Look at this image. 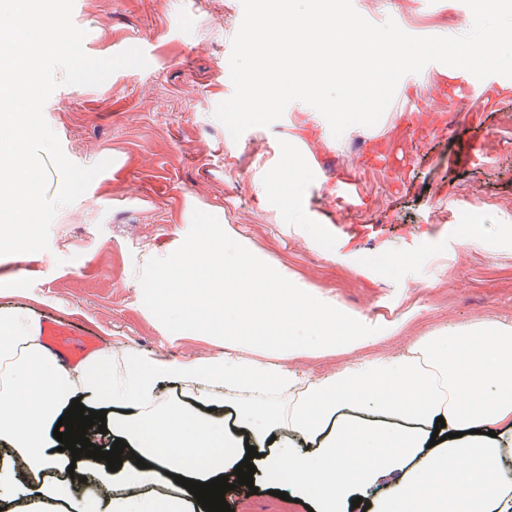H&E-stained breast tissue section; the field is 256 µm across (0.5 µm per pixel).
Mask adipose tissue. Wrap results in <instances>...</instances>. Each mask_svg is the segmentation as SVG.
<instances>
[{
    "mask_svg": "<svg viewBox=\"0 0 512 512\" xmlns=\"http://www.w3.org/2000/svg\"><path fill=\"white\" fill-rule=\"evenodd\" d=\"M152 314L176 318L188 335L224 344L215 355L178 360L124 350L67 366L44 345L30 315L0 312V500L21 512H48L73 467L111 476L109 501L90 494L73 512H187L188 489L154 494L160 473L207 482L232 474L248 447L279 430L312 446L281 444L255 457L266 486L287 482L313 512H351L369 487L393 479L370 512H512V323L494 318L412 337L403 351L372 354L411 317L376 329L333 296L269 264L221 226L200 225L176 240L153 279ZM335 359L322 374L299 361ZM174 380L191 403L231 397L232 427L161 402L158 383ZM106 413L108 439L127 442L146 468L123 460H73L53 430L73 399ZM449 437L432 443L437 419Z\"/></svg>",
    "mask_w": 512,
    "mask_h": 512,
    "instance_id": "obj_1",
    "label": "adipose tissue"
}]
</instances>
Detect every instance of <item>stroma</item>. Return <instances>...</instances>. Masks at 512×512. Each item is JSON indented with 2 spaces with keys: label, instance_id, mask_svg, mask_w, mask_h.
<instances>
[{
  "label": "stroma",
  "instance_id": "obj_1",
  "mask_svg": "<svg viewBox=\"0 0 512 512\" xmlns=\"http://www.w3.org/2000/svg\"><path fill=\"white\" fill-rule=\"evenodd\" d=\"M352 2L368 21L391 18L416 36H457L473 22L464 0ZM242 17L241 0H74L88 55L137 47L148 65L97 86H60L46 102L72 162L110 165L59 209L48 250L0 256V304L42 328L97 336L105 350L221 352L154 319L145 274L190 225L218 224L369 323L415 308V334L488 316L512 322V155L499 150L512 78L467 74L434 99L443 66L431 63L400 80L375 126L350 127L331 144L324 117L300 101L235 140L214 113L234 91L224 61ZM426 98L422 123L407 124L406 111ZM447 108L459 114L450 127ZM290 144L305 164L298 220L269 190ZM340 172L356 175L361 209L337 203ZM225 499L231 512H307L263 486Z\"/></svg>",
  "mask_w": 512,
  "mask_h": 512
}]
</instances>
